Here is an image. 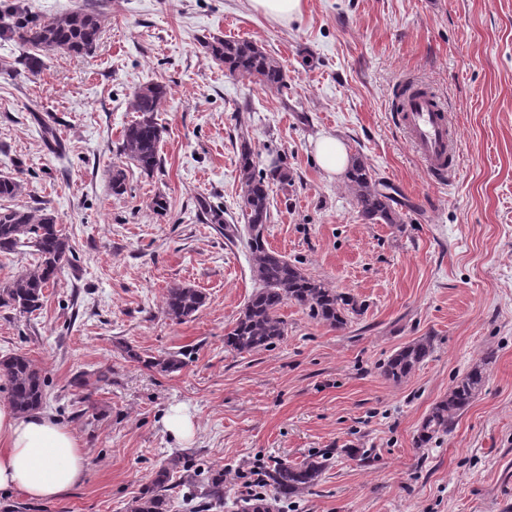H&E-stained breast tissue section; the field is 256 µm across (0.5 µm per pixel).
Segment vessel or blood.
<instances>
[{"mask_svg": "<svg viewBox=\"0 0 512 512\" xmlns=\"http://www.w3.org/2000/svg\"><path fill=\"white\" fill-rule=\"evenodd\" d=\"M400 120L423 159L427 170L439 182L452 179L457 162V141L452 119L431 95L409 99Z\"/></svg>", "mask_w": 512, "mask_h": 512, "instance_id": "obj_1", "label": "vessel or blood"}]
</instances>
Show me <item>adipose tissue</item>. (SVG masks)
<instances>
[{
  "mask_svg": "<svg viewBox=\"0 0 512 512\" xmlns=\"http://www.w3.org/2000/svg\"><path fill=\"white\" fill-rule=\"evenodd\" d=\"M86 465L78 438L54 416L40 411L20 415L0 405V490L53 501L80 483Z\"/></svg>",
  "mask_w": 512,
  "mask_h": 512,
  "instance_id": "1",
  "label": "adipose tissue"
}]
</instances>
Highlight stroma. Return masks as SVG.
Masks as SVG:
<instances>
[{"label":"stroma","instance_id":"obj_1","mask_svg":"<svg viewBox=\"0 0 512 512\" xmlns=\"http://www.w3.org/2000/svg\"><path fill=\"white\" fill-rule=\"evenodd\" d=\"M103 4L95 53L51 55L35 78L14 75L23 50L0 39V174L23 183L15 205L55 213L74 254L39 311L0 307V359L23 354L42 369L44 411L88 455L60 499L0 492V512H128L175 456L223 471L224 505L208 512H236L254 470L326 449L329 469L291 512H512V0H304L288 23L250 0ZM213 36L262 45L287 89L226 75L201 52ZM408 79L453 115L452 182L430 180L397 120ZM149 82L167 87L162 163L150 175L127 166L116 196L133 93ZM323 134L368 159L400 223L362 220L345 179L316 160ZM244 140L258 168L280 161L294 178L273 187L269 247L362 304L347 328L288 303L282 341L225 348L258 282L246 235L225 239L198 203L238 218ZM160 192L162 216L151 207ZM182 284L205 303L176 322L164 298ZM422 336L431 355L387 380L382 365ZM490 349L453 433L417 445L432 405ZM168 354L183 357L180 371L149 367ZM177 408L193 421L190 440L165 426ZM355 448L368 464L351 459Z\"/></svg>","mask_w":512,"mask_h":512}]
</instances>
